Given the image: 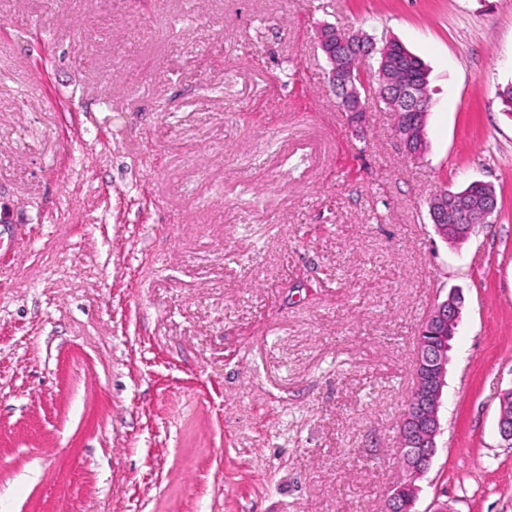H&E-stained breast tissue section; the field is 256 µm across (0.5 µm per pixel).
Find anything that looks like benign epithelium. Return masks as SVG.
I'll return each instance as SVG.
<instances>
[{
  "instance_id": "benign-epithelium-1",
  "label": "benign epithelium",
  "mask_w": 512,
  "mask_h": 512,
  "mask_svg": "<svg viewBox=\"0 0 512 512\" xmlns=\"http://www.w3.org/2000/svg\"><path fill=\"white\" fill-rule=\"evenodd\" d=\"M362 38L363 35L359 32L346 34L329 24L322 26L317 33V48L330 64L328 78L340 99V107L357 115L363 114L371 87L363 79L358 84L351 80L336 67V58L343 49L361 42ZM372 81L387 100V108L395 115L394 135L404 152L411 156L420 154L421 143L414 141L412 130L425 115L427 107L420 104V98L417 97L418 86L403 79L396 72L390 49L383 50L377 60V68L372 71ZM478 187H484V183L472 181L468 184V191L464 193H450L442 189L432 196L429 214L439 237L446 240L450 235L468 236L473 232V224L448 223V203L456 204L462 219H469L468 193ZM462 305L463 301L457 292L435 303L425 319L427 333L440 335L448 328L458 325ZM447 365L442 348L428 343L425 339L420 342L415 361L410 409L406 412L399 436L400 453L404 457L403 473L392 486L386 500L385 512H402L407 507V500H416L420 491L416 480L426 474L436 454V437L441 431L440 408L446 385Z\"/></svg>"
}]
</instances>
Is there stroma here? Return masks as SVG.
I'll return each mask as SVG.
<instances>
[{"label":"stroma","instance_id":"35a3bbf8","mask_svg":"<svg viewBox=\"0 0 512 512\" xmlns=\"http://www.w3.org/2000/svg\"><path fill=\"white\" fill-rule=\"evenodd\" d=\"M324 24L425 62L424 154L340 110ZM511 83L512 0H0V512H380L453 290L414 510L512 512ZM486 184L481 181H472L468 186V191L464 193L448 192V189L439 190L432 196L429 202V214L434 226V230L439 237L444 240L449 235L468 236L478 224H448V195L453 204H456L458 214L463 220L469 219V201L468 194L475 188H482ZM466 186V187H467ZM462 296V295H461ZM458 292L450 293L444 300L436 302L426 319L428 334L446 333L448 327L458 326L463 300Z\"/></svg>","mask_w":512,"mask_h":512}]
</instances>
